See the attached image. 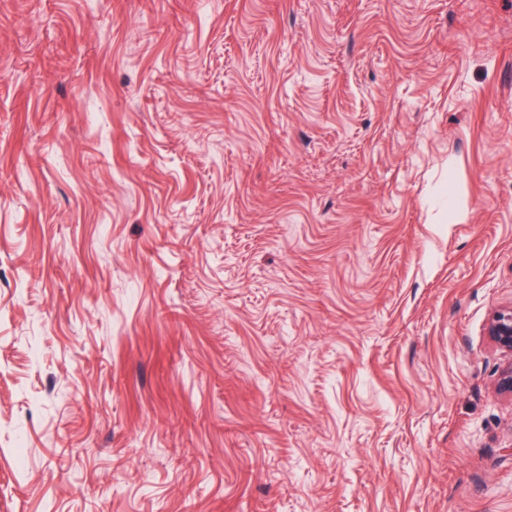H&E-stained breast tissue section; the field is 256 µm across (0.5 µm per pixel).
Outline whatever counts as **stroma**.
Masks as SVG:
<instances>
[{
  "label": "stroma",
  "mask_w": 512,
  "mask_h": 512,
  "mask_svg": "<svg viewBox=\"0 0 512 512\" xmlns=\"http://www.w3.org/2000/svg\"><path fill=\"white\" fill-rule=\"evenodd\" d=\"M512 0H0V512H512ZM486 336L489 341L508 357L499 371L495 390L499 395L512 399V306L498 310L490 317Z\"/></svg>",
  "instance_id": "35a3bbf8"
}]
</instances>
